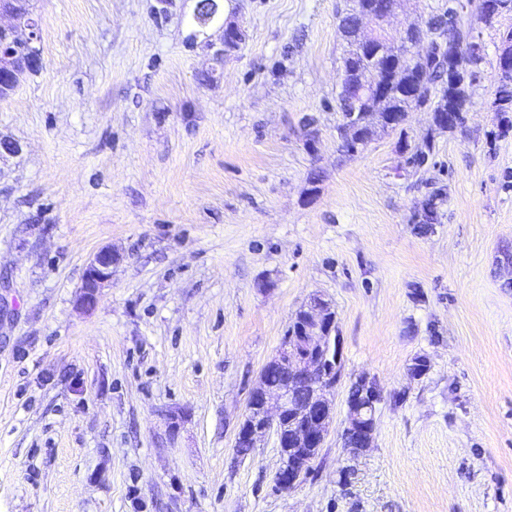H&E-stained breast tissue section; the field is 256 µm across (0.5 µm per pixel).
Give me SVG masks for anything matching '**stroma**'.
<instances>
[{
  "label": "stroma",
  "instance_id": "1",
  "mask_svg": "<svg viewBox=\"0 0 512 512\" xmlns=\"http://www.w3.org/2000/svg\"><path fill=\"white\" fill-rule=\"evenodd\" d=\"M196 3L35 2L42 67L0 100V512H512V129L490 137L512 11L473 29L461 127L416 111L352 156L345 0H223L242 43L220 63L186 43ZM404 134L433 135L423 166ZM316 292L342 340L335 422L279 493L275 436L239 460L235 435ZM362 374L385 399L353 457ZM116 261L112 249L101 248L96 252L86 266L77 303L84 308H91L97 301L100 290L109 285L112 280V266Z\"/></svg>",
  "mask_w": 512,
  "mask_h": 512
}]
</instances>
